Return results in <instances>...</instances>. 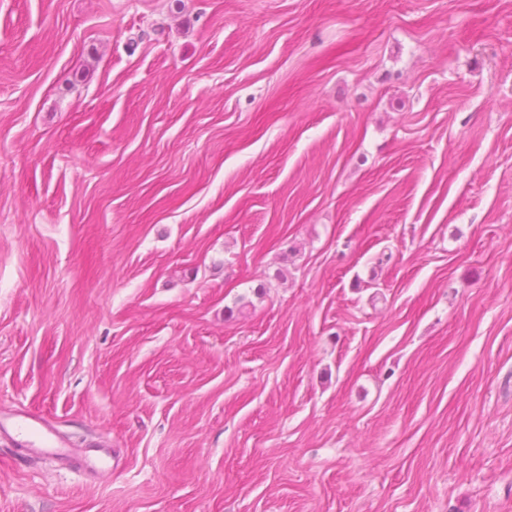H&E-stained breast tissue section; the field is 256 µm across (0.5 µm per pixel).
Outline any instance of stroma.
<instances>
[{"label": "stroma", "instance_id": "1", "mask_svg": "<svg viewBox=\"0 0 512 512\" xmlns=\"http://www.w3.org/2000/svg\"><path fill=\"white\" fill-rule=\"evenodd\" d=\"M0 512H512V0H0ZM11 418L17 420L16 430L19 436L28 434L31 441L24 448L27 455L54 458L69 462L75 460V469L93 475L112 472V450L103 448L98 443H91L80 453L73 448L64 447L55 435L53 426L40 416L28 412H16Z\"/></svg>", "mask_w": 512, "mask_h": 512}]
</instances>
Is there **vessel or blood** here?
<instances>
[{"instance_id":"vessel-or-blood-1","label":"vessel or blood","mask_w":512,"mask_h":512,"mask_svg":"<svg viewBox=\"0 0 512 512\" xmlns=\"http://www.w3.org/2000/svg\"><path fill=\"white\" fill-rule=\"evenodd\" d=\"M18 434L30 435L29 454L38 457L54 458L65 462H74L77 470L93 475L111 472L112 451L93 443L82 451L64 447L55 435L53 427L42 417L28 413H16Z\"/></svg>"}]
</instances>
